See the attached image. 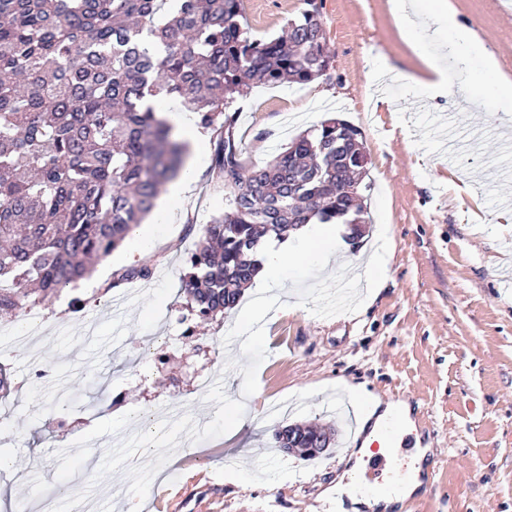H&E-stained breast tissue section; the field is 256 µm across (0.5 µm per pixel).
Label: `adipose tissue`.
Masks as SVG:
<instances>
[{"label":"adipose tissue","instance_id":"1","mask_svg":"<svg viewBox=\"0 0 512 512\" xmlns=\"http://www.w3.org/2000/svg\"><path fill=\"white\" fill-rule=\"evenodd\" d=\"M392 13L403 37H412L415 30L423 25L448 29L453 41L463 43L469 50L468 56L462 57V66H469L471 58L481 57L485 66L481 70L471 72L472 83L485 86L488 95L497 101L499 119L502 123L512 122V82L498 79L493 59L487 58L483 43L475 40L472 31L459 22L455 16L444 8L432 10L427 17H420L413 7L412 0H393ZM487 95V96H488ZM336 227L332 224H310L301 232L298 238H286L280 242L265 243L262 250L263 263L261 270L279 277H284L294 271L301 262H326L336 252ZM359 424L368 425L369 431L361 441L351 459L354 465H361L365 455H368L373 444L383 442L384 430L393 422L407 424L409 420L408 407L391 404L381 406L379 401L372 400L358 405ZM426 457L425 449H416L411 458L409 473L405 478H387L385 485L389 494L379 497H369L363 494H346L344 484H336L332 493L336 497L337 508L348 507L352 512L358 508H369L370 512H385L386 508L403 502L412 496L422 485V463Z\"/></svg>","mask_w":512,"mask_h":512}]
</instances>
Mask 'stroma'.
<instances>
[{
	"label": "stroma",
	"instance_id": "obj_1",
	"mask_svg": "<svg viewBox=\"0 0 512 512\" xmlns=\"http://www.w3.org/2000/svg\"><path fill=\"white\" fill-rule=\"evenodd\" d=\"M512 78V0H446ZM333 53L328 76L307 84L255 86L238 97L233 133L244 166L260 165L297 135L335 112L357 127L369 164V223L359 249L336 263L358 275L386 233L392 250L376 297L353 314L316 317L297 306L292 285L278 291L289 309L267 315L266 357L258 390L242 394L243 376L225 371L240 340L224 344L236 311L199 317L182 286L186 260L201 228L224 209V181L212 160L197 169L185 204L164 230L149 234L167 207L158 199L148 223L136 226L91 276L37 303V330H15L29 312L0 317V366L14 388L0 397V512L16 503L63 499L70 485L90 486L97 512H131L126 471L96 479L108 448L138 432V413L180 400L197 425L218 409L202 382L222 380L243 400L234 432L196 443L182 439L158 471V494L142 512H332L327 490L351 452L350 428L337 405L351 393L407 403L416 429L386 461L370 460L358 487L383 473L407 474L415 443L434 467L394 512H469L487 501L512 512V127L496 118L493 100L461 110L467 74L447 30L424 38L455 86L428 98L413 80L421 62L402 38L389 0H320ZM301 0H243L249 36L281 35ZM396 65L380 88L367 86L372 53ZM386 199L378 217L376 198ZM147 246L133 264L146 279L120 281L136 242ZM330 424L332 445L311 460L278 448L279 426Z\"/></svg>",
	"mask_w": 512,
	"mask_h": 512
}]
</instances>
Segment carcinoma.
Masks as SVG:
<instances>
[{"mask_svg": "<svg viewBox=\"0 0 512 512\" xmlns=\"http://www.w3.org/2000/svg\"><path fill=\"white\" fill-rule=\"evenodd\" d=\"M241 0H0V315L76 284L155 208L187 150L158 116L181 100L217 132L227 210L204 225L182 283L203 316L231 310L257 277L266 236L364 224L360 131L332 117L245 168L227 115L243 82L309 83L332 53L316 0L285 37L244 32ZM293 443H288V432ZM286 425L279 447L332 444Z\"/></svg>", "mask_w": 512, "mask_h": 512, "instance_id": "obj_1", "label": "carcinoma"}]
</instances>
